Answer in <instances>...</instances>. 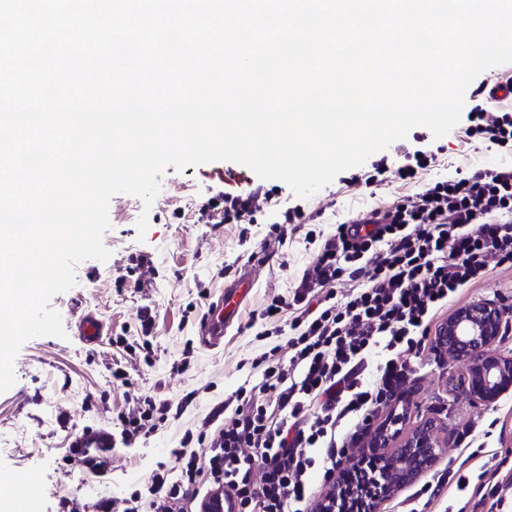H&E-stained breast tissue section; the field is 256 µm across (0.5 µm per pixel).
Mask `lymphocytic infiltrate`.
I'll list each match as a JSON object with an SVG mask.
<instances>
[{"mask_svg": "<svg viewBox=\"0 0 512 512\" xmlns=\"http://www.w3.org/2000/svg\"><path fill=\"white\" fill-rule=\"evenodd\" d=\"M487 85L481 75L466 91V133L511 155L512 113L490 109ZM398 155L400 165L377 167L366 185L385 174L416 179L435 161L418 146H399ZM280 195V187L260 185L207 205L223 208L225 223L250 224ZM381 219L367 232L337 225L291 299L266 303L265 321L295 312L287 361L270 351L257 357L259 377L206 416L197 437H183L177 479L154 474L126 512H188L202 492L232 499L236 512H318L313 474L350 490L373 475L370 462L350 468L347 450L406 383L407 353L421 348L463 288L512 266V166L434 180ZM342 279L353 287L340 298L333 286ZM168 411L153 396L139 397L132 413L118 417L122 439L151 433Z\"/></svg>", "mask_w": 512, "mask_h": 512, "instance_id": "obj_1", "label": "lymphocytic infiltrate"}]
</instances>
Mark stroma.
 <instances>
[{"label": "stroma", "instance_id": "stroma-1", "mask_svg": "<svg viewBox=\"0 0 512 512\" xmlns=\"http://www.w3.org/2000/svg\"><path fill=\"white\" fill-rule=\"evenodd\" d=\"M412 133L437 153L436 167L412 181L395 179L368 189L357 182L371 169L366 163L341 172L308 199L284 189L289 205L301 206L306 221L288 225L281 242L273 229L282 219L281 207H269L253 224L225 223L220 208L201 213L210 197L246 192L259 184L252 170L235 162L167 168L143 235L136 227L141 201L115 195L111 228L104 236L110 258L77 265L76 286L51 301L62 318L64 337L25 341L14 361L15 382L0 393V470L16 473L20 490L38 486L32 512H56L64 496L77 499L84 512H92L103 497L120 504L144 490L152 474L174 467V452L184 435L198 432L201 420L225 397L257 377L253 359L274 347L287 356L286 336L262 335L252 318L272 297L288 296L337 224L390 207L432 180L512 162L496 148L467 140L460 124L439 139L422 126ZM248 266L254 269L255 285L235 323L220 346L203 344L199 333L210 306ZM475 302H490L512 314V268L491 270L484 281L464 290L457 304ZM146 305L153 320L152 353L135 358L116 339L135 335L138 312ZM87 313L108 329L91 346L75 334L79 318ZM116 364L127 369L130 384L113 382ZM465 370L464 363L426 345L406 386L401 428L409 430L425 419L436 422L444 441L436 462L440 469L451 456L471 451L469 431L491 429L467 476L473 483L481 479L499 485L503 512H512V392L492 404L471 402L450 384ZM146 394L169 407L158 429L135 444H118L103 453L99 470L80 464L61 467L76 435L87 428L112 429L117 416Z\"/></svg>", "mask_w": 512, "mask_h": 512}]
</instances>
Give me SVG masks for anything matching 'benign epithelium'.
I'll list each match as a JSON object with an SVG mask.
<instances>
[{"label": "benign epithelium", "mask_w": 512, "mask_h": 512, "mask_svg": "<svg viewBox=\"0 0 512 512\" xmlns=\"http://www.w3.org/2000/svg\"><path fill=\"white\" fill-rule=\"evenodd\" d=\"M499 308L491 303L469 304L448 316L434 338L435 346L454 361L468 364L467 372L455 380L459 392L474 402L490 404L512 391V359L494 353L499 336ZM381 427H371L356 461L379 462L371 492L354 512H377L378 506L398 489L414 482L442 452L436 424L420 423L401 441ZM349 496L336 486L321 512H348Z\"/></svg>", "instance_id": "1"}]
</instances>
